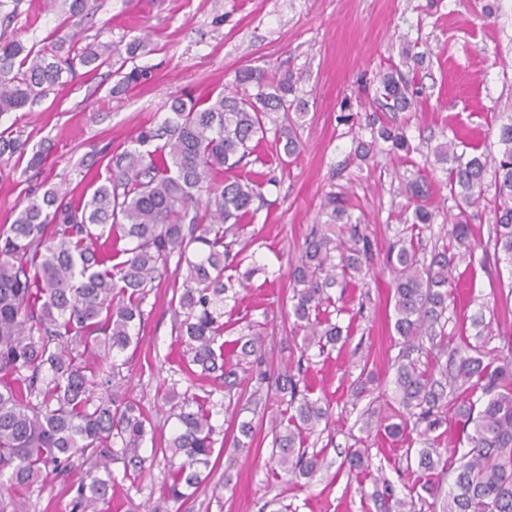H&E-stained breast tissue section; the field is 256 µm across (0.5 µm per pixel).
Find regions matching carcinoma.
<instances>
[{"instance_id": "obj_1", "label": "carcinoma", "mask_w": 512, "mask_h": 512, "mask_svg": "<svg viewBox=\"0 0 512 512\" xmlns=\"http://www.w3.org/2000/svg\"><path fill=\"white\" fill-rule=\"evenodd\" d=\"M112 53L110 43L79 48L58 35L38 50L14 37L0 40V117L35 103L79 65L90 72L112 65ZM236 84L215 96L171 98L162 122L140 127L91 191L30 194L12 223L0 225V479L10 490L0 497V512H28L34 486L69 476L72 512H109L117 484L112 465L122 464L124 480L141 475V448L155 442L159 426L120 388L142 341L148 298L163 284L172 288L171 331L188 364L218 380L228 396L279 399L285 409L272 420V457L295 479L321 470L323 458L305 442L319 426L329 428L332 412L313 397L302 360L269 365L265 336L251 321L230 341L236 362H224V298L260 271L246 254V231L271 183L262 172L235 171L249 165L252 143L271 131L275 151L297 155L299 124L289 112L305 116L289 73L245 68ZM410 87L399 70L380 77L379 111L369 116V140L359 141L355 154L366 162L385 151L399 166L413 168L402 177L413 209L385 257L394 273L400 337L392 364L394 403L381 393L374 401L390 413L369 407L356 424L367 439L416 434L419 447L410 445L406 453L417 461L427 497H399L386 479L370 497L382 512H512V326L489 331L483 302L471 318L475 333L462 332L450 345L446 332L460 264L504 260L512 267V113H496V156L477 146L460 153L455 136L431 148L434 162L444 166L455 211L448 233L428 248L423 235L436 217L429 174L413 159L420 147L406 126L386 116L408 110ZM25 147L20 136L0 132V169L22 158ZM481 204L494 214L483 245L474 238L470 212ZM320 214L326 220L311 226L292 270L288 317L293 337H302L303 357L342 339L329 290L349 279L366 286L374 268L372 243L347 198L326 194ZM229 267L238 272L235 284L224 282ZM425 339L436 350L427 368L414 357ZM493 339L498 345L491 348ZM158 393L164 422L173 418L176 425L160 442L168 472L150 512H170L217 470L216 428L207 399L191 388L164 383ZM445 410L456 427L446 443L435 434ZM234 427L232 447H252L257 423L236 419ZM448 451L457 459L445 491L432 475ZM340 467L350 477L369 467V459L349 450Z\"/></svg>"}]
</instances>
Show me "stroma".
<instances>
[{
  "label": "stroma",
  "mask_w": 512,
  "mask_h": 512,
  "mask_svg": "<svg viewBox=\"0 0 512 512\" xmlns=\"http://www.w3.org/2000/svg\"><path fill=\"white\" fill-rule=\"evenodd\" d=\"M69 3L21 0L14 7L7 2L0 8L13 17L9 26L0 25V35L37 48L62 26L81 46L104 41L122 50L138 40L144 48L131 64L147 79L123 91L112 69L81 70L32 107L0 117V131L9 128L28 137V152L40 149L46 155L37 170L0 169V225L11 223L30 192L89 188L106 173L105 165L87 166L91 146L122 151L139 127L161 123L171 97L234 88L244 68L291 73L306 107L303 148L284 163L269 158L266 145L257 148L267 156L265 170L275 182L265 186L267 203L248 231L256 239L255 257L268 273L256 275L224 309L225 340L236 338L232 325L242 318L261 322L267 357L275 365L301 355L288 333L290 276L322 197L344 193L380 254L408 203L390 159L367 166L354 157V126L374 110L378 74L402 67L406 48L429 47L412 79L413 105L397 115L416 145L440 142L454 130L465 145L496 150L488 131L491 116L512 102V0H87L86 15L77 18L70 17ZM391 279L380 263L370 285L336 288V320L348 333L327 353L308 354L316 394L334 413L329 429L307 441L309 449L325 450L324 468L313 479L288 480L272 463V436L264 425L255 447L232 459L221 457L214 477L218 490L199 492L188 504L190 512H380L371 498L379 478L398 489L421 484L419 470L407 460L405 441L379 436L361 444L354 425L358 412L350 385L361 369L373 370L382 383L393 375L398 336ZM511 285L512 273L505 269L458 268L459 298L449 311V331L470 328L479 298L495 303L487 322L512 323V297L499 295ZM171 297L163 286L148 299L130 393L151 408L160 384L174 380L179 388L220 402L224 392L217 381H193L181 369L179 343L171 332ZM357 447L364 448L371 465L351 479L338 467L343 451ZM141 454L145 471L115 487L112 512L160 497L166 462L148 445Z\"/></svg>",
  "instance_id": "stroma-1"
}]
</instances>
